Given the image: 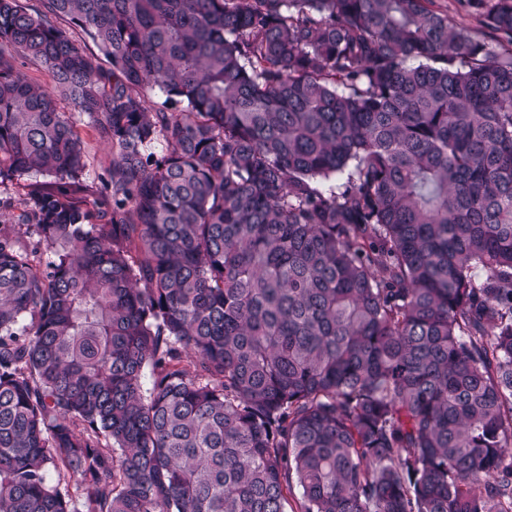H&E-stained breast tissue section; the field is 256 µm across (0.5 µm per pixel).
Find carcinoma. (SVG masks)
<instances>
[{
	"label": "carcinoma",
	"mask_w": 512,
	"mask_h": 512,
	"mask_svg": "<svg viewBox=\"0 0 512 512\" xmlns=\"http://www.w3.org/2000/svg\"><path fill=\"white\" fill-rule=\"evenodd\" d=\"M428 2L0 0V512H512V0ZM430 7L448 15V20L457 26L468 28L476 39H483L485 37L487 30L481 19L474 14L462 11L458 0H433ZM78 131L90 152V163L86 169V180L99 187L104 168L111 158V147L100 141L94 131L86 126H79Z\"/></svg>",
	"instance_id": "cac0c4a2"
}]
</instances>
